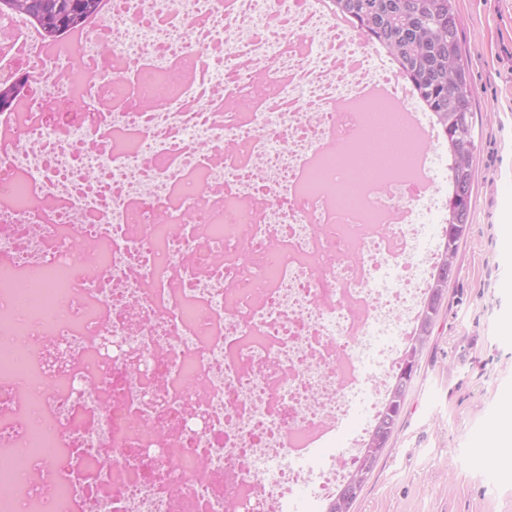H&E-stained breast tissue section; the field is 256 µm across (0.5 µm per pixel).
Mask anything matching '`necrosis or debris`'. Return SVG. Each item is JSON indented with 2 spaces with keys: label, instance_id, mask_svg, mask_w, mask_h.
Wrapping results in <instances>:
<instances>
[{
  "label": "necrosis or debris",
  "instance_id": "necrosis-or-debris-1",
  "mask_svg": "<svg viewBox=\"0 0 512 512\" xmlns=\"http://www.w3.org/2000/svg\"><path fill=\"white\" fill-rule=\"evenodd\" d=\"M325 0H106L0 77V512H282L429 285L435 176ZM323 466L322 512L350 474Z\"/></svg>",
  "mask_w": 512,
  "mask_h": 512
}]
</instances>
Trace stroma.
I'll return each instance as SVG.
<instances>
[{
	"mask_svg": "<svg viewBox=\"0 0 512 512\" xmlns=\"http://www.w3.org/2000/svg\"><path fill=\"white\" fill-rule=\"evenodd\" d=\"M475 87L471 217L386 449L352 512H512V464L476 465L512 419V0H456Z\"/></svg>",
	"mask_w": 512,
	"mask_h": 512,
	"instance_id": "obj_1",
	"label": "stroma"
}]
</instances>
